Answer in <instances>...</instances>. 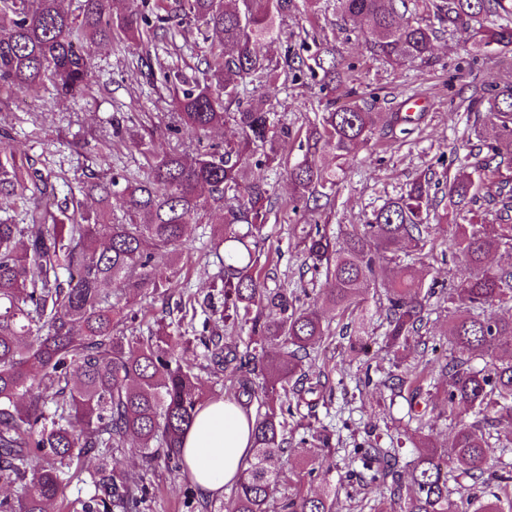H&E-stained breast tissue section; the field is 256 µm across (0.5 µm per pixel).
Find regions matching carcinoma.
<instances>
[{
    "label": "carcinoma",
    "mask_w": 512,
    "mask_h": 512,
    "mask_svg": "<svg viewBox=\"0 0 512 512\" xmlns=\"http://www.w3.org/2000/svg\"><path fill=\"white\" fill-rule=\"evenodd\" d=\"M344 21L367 22L372 55L395 65L426 64L436 31L423 23V8L448 31L473 32L485 52L512 48V0H336ZM297 0H131L112 12V0H0V94L16 91L77 98L91 91L89 73L96 44L122 41L135 55L150 54L167 38L169 24L194 20L205 27L208 51L192 79L173 82L176 109L166 129L182 139L168 152L142 149L141 139L112 124V138L137 150L144 163L134 175L111 166L98 151L106 172L92 174L83 192L97 207L81 203L52 211L47 178L26 156L5 142L0 130V197L16 201L21 222L0 220V483L12 494L0 499V512H47L70 478L74 462L94 455L101 466L90 474L91 493L84 512H143L148 487L133 482L117 454L133 444L150 470L163 457L186 468L181 444L205 405L201 379L183 365L188 341L160 328L146 338L128 333L131 301L173 288L157 271L184 257L191 225L214 217L211 255L220 265L219 293L224 322L250 323L249 349L240 351L222 336H202L206 369L224 375V396L248 410L266 407L253 418L252 457L225 502L226 512H270L279 488L276 467L284 444L280 416L291 400L324 398L329 376L310 381L303 361L330 336L313 305L300 303L293 288L267 285L259 233L273 209L264 180L254 171L281 166L280 145L292 130L276 121L269 89L283 76L322 75L325 112L309 127L304 158L288 169L294 198L331 201L336 170L367 145L378 113L345 94L337 104L336 80L354 66L332 48H286L283 64L262 47L282 35V24ZM501 84L472 100L471 134L478 151L474 165L464 163L448 182L449 210L458 216L483 214L489 221L452 225L448 249L459 252L464 268L446 291L448 355L437 377L447 383L448 418L454 435L440 448L421 436L429 397L423 395L426 369L403 365L405 349L424 327L436 288H424L430 271V237L448 214H435L430 181L417 178L374 209L364 224L342 238L314 225L302 230L306 270L323 275L332 287L321 296L339 313H358L353 350L371 338L363 303L370 288L383 289L386 330L382 344L398 372L381 384L408 406L383 442L377 428L365 431L367 445L357 449L362 470L349 475L371 488L380 503L399 512H512V495L492 491L512 481V441L496 436L512 424V267L494 266L490 256L512 253V67ZM251 94H245L247 86ZM237 139L205 145L210 132L225 124ZM324 155L336 165L321 163ZM124 203L112 213V198ZM410 249L412 258L399 252ZM393 265V277L378 280V262ZM488 355L489 363L473 364ZM473 420H468V417ZM415 455L407 473L399 470L403 441ZM40 467L32 470L33 458ZM280 512H336L330 483L314 494L281 498Z\"/></svg>",
    "instance_id": "carcinoma-1"
}]
</instances>
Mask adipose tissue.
I'll return each mask as SVG.
<instances>
[{"instance_id":"obj_1","label":"adipose tissue","mask_w":512,"mask_h":512,"mask_svg":"<svg viewBox=\"0 0 512 512\" xmlns=\"http://www.w3.org/2000/svg\"><path fill=\"white\" fill-rule=\"evenodd\" d=\"M251 424L242 409L218 400L203 406L183 441L188 471L203 494L219 495L240 477L251 454Z\"/></svg>"}]
</instances>
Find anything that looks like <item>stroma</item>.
I'll return each mask as SVG.
<instances>
[{"label": "stroma", "mask_w": 512, "mask_h": 512, "mask_svg": "<svg viewBox=\"0 0 512 512\" xmlns=\"http://www.w3.org/2000/svg\"><path fill=\"white\" fill-rule=\"evenodd\" d=\"M340 25L336 0H319L315 15L292 14L285 19L283 28L294 35L308 31L318 40L335 38L337 49L356 64L351 79L342 83V90L353 88L360 95L373 98L376 111L386 114L400 111L404 99L416 98L422 119L418 129L409 135L379 124L373 139L341 172L327 226L335 236L344 233L349 225L363 223L375 207L399 194L419 175L427 173L441 180L454 174L466 154L462 143L470 133L467 105L477 91L498 83L500 71L499 56L480 50L464 32L435 40L430 63L392 66L372 59L363 36L357 32L341 33ZM131 59L125 44L99 45L89 74L93 86L90 95L71 102L49 97L35 102L21 98L11 107L0 108V127L11 129L12 149L24 153L37 167L65 171L67 181L58 184L59 196L78 197L82 182L95 167L92 147L76 149V141L87 133L96 134L98 142L109 141L113 118L123 119L155 152H165L171 146V139L162 132L165 114L171 109L169 87L147 79L133 67ZM320 98L318 85L308 79L286 82L275 93L274 110L295 134L284 147L291 160L304 155L298 135L316 122ZM262 176L274 192V208L262 231V253L274 269L277 282L311 292L326 288L325 279L299 275L300 230L311 217L294 204L285 171L269 169ZM209 249V225L193 226L191 249L177 270L159 271L160 277L174 279L175 288L135 305L136 318L131 328L136 334L149 335L156 319L163 317L189 337L218 327L226 342L247 341V330L222 324L223 299L212 289L219 268L209 256ZM208 296L213 299L209 307L202 303ZM430 304L433 314L426 339L433 350L424 354L419 347H410L407 363L432 364L447 352L448 305L435 297ZM323 320L329 324L331 336L304 368L313 377L327 373L334 391L331 399L313 408L304 404L294 407L291 415L284 418L288 450L279 461V472L280 487L285 491L314 492L322 479L339 486L347 482L348 461L342 452L327 453L302 444L309 425L332 423L338 427L344 447L349 448L363 440L365 428L385 426L406 410L405 401L391 399L387 389L355 388L366 365H387L386 351L376 345L365 355L348 354L343 329L352 324V317L327 310ZM145 475L149 484L145 512H225V496L192 491L193 480L188 471L168 467L160 460Z\"/></svg>", "instance_id": "1"}]
</instances>
